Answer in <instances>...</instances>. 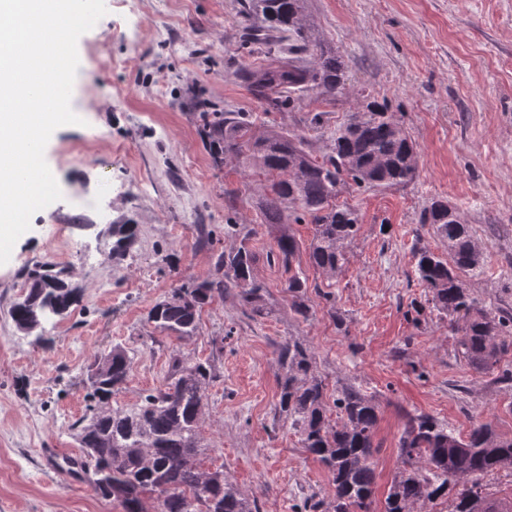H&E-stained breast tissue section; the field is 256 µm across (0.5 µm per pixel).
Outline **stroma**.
<instances>
[{"label":"stroma","instance_id":"obj_1","mask_svg":"<svg viewBox=\"0 0 512 512\" xmlns=\"http://www.w3.org/2000/svg\"><path fill=\"white\" fill-rule=\"evenodd\" d=\"M242 0H112L78 40L71 107L81 124L53 132L44 152L62 197L33 214L29 230L0 265V512H122L90 481L49 469L43 449L77 451L73 426L89 413L86 369L112 346L136 352L113 397L129 408L159 387L171 357L211 363L200 427L209 466L224 471L258 512H304L333 493L332 476L301 447L279 414L282 370L276 347L303 341L328 390L352 386L379 406L373 512H381L399 466L405 413H422L467 434L478 421L512 438V382L472 366L447 318L414 272L415 243L448 246L418 231L422 211L442 199L466 217L485 246L465 287L494 315L512 316V0H309L322 37L347 66L350 94L327 106L305 96L296 112L265 113L232 74ZM228 112L258 114V128L311 131L314 155L365 101L383 103L419 151L409 185L344 189L361 230L335 286L312 266L308 283L331 287L339 320L315 307H290L287 276L269 251L281 231L254 205L257 176L212 166L189 97ZM237 189L228 197V189ZM250 234L256 278L265 285L256 315L235 291L202 308L196 336L155 331L150 308L181 282L216 276L218 254ZM132 219L133 246L113 251L111 225ZM65 269L79 298L42 338L10 316L27 273Z\"/></svg>","mask_w":512,"mask_h":512}]
</instances>
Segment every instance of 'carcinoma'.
Masks as SVG:
<instances>
[{
    "mask_svg": "<svg viewBox=\"0 0 512 512\" xmlns=\"http://www.w3.org/2000/svg\"><path fill=\"white\" fill-rule=\"evenodd\" d=\"M307 4L244 0L239 47L254 62L233 75L248 84L267 113L294 112L310 92L329 104L348 94L345 63L321 37ZM195 108L213 167L221 170L232 163L262 177L255 200L262 223L313 225L308 260L329 279L343 273L345 249L360 230L356 211L337 202L343 188L350 182L405 186L416 177L415 141L376 101L348 115L319 159L309 150L307 131L318 128L322 111L299 131L270 129L257 136L256 119L248 112H225L205 101ZM420 226L448 244V255L415 248L416 276L429 289L433 308L449 317L463 357L478 369H493L503 352L496 338L504 333V318L480 307L461 280L482 266L478 241L460 210L444 200L424 209ZM248 239L244 235L239 246L224 253L222 278L181 284L156 303L147 315L153 329L180 338L196 335L198 313L226 290L237 291L251 312H262L264 286L254 277L256 255L245 244ZM270 255L288 273L286 290L294 311L308 319L313 305L298 241L283 230ZM77 298L65 280L31 275L11 317L17 324L31 315L45 322L66 314ZM277 360L283 371L279 413L299 434L302 447L332 474V497L310 504V512H372L379 419L375 399L347 387L329 396L314 371L310 348L297 339L286 337L278 344ZM131 363L130 350L114 346L87 377L92 414L76 426V440L96 492L119 501L123 512H258L256 501L224 474V466H204L200 426L213 366L174 357L159 389L133 408H114L113 395L127 381ZM398 458L384 512L423 509L451 491V512H512V504L503 506L477 482L512 467V439L496 436L489 422L478 421L461 436L426 414H408Z\"/></svg>",
    "mask_w": 512,
    "mask_h": 512,
    "instance_id": "1",
    "label": "carcinoma"
}]
</instances>
